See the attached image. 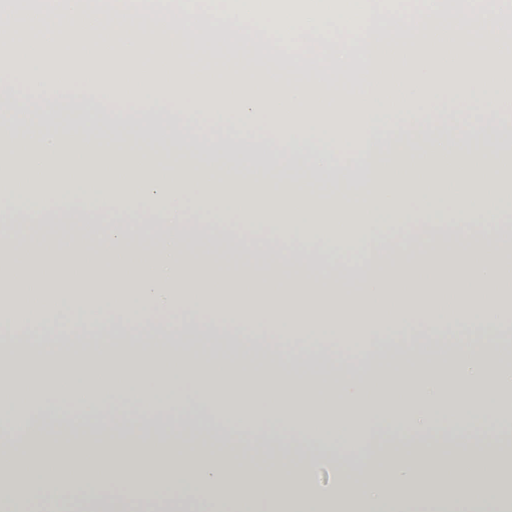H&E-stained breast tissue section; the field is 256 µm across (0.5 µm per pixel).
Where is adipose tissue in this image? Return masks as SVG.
Segmentation results:
<instances>
[{"label": "adipose tissue", "mask_w": 512, "mask_h": 512, "mask_svg": "<svg viewBox=\"0 0 512 512\" xmlns=\"http://www.w3.org/2000/svg\"><path fill=\"white\" fill-rule=\"evenodd\" d=\"M38 138L8 147L18 125ZM114 143H173L182 165L158 169L135 153L86 158L78 134ZM512 144V112L495 97L322 101L227 96L178 85L13 83L0 93V188L26 186L30 206L0 205V475L53 492L58 512H126L102 486L145 467L188 498L247 484L265 512H403L442 475L453 497L436 512H512L499 493L493 438L433 439L435 417L467 423L512 403V212L489 142ZM339 186L299 193L297 178ZM455 186L453 206L442 203ZM93 205L72 202L74 191ZM236 215L244 239L215 220ZM262 346L272 367L252 377L213 365L187 342ZM429 344L449 345L445 365ZM397 350L396 371L383 361ZM322 359L336 379L288 378L289 363ZM453 377L459 397L444 384ZM194 379L184 416L179 381ZM133 397L145 411L79 423L59 400L94 408ZM168 408L165 417L151 409ZM392 433L371 442L359 420ZM226 427L203 430L212 418ZM301 426L317 442L254 440L250 468L230 423ZM352 449L337 455V439ZM143 449L141 461L129 451ZM334 458L327 491L295 497L276 475L305 458Z\"/></svg>", "instance_id": "obj_1"}]
</instances>
